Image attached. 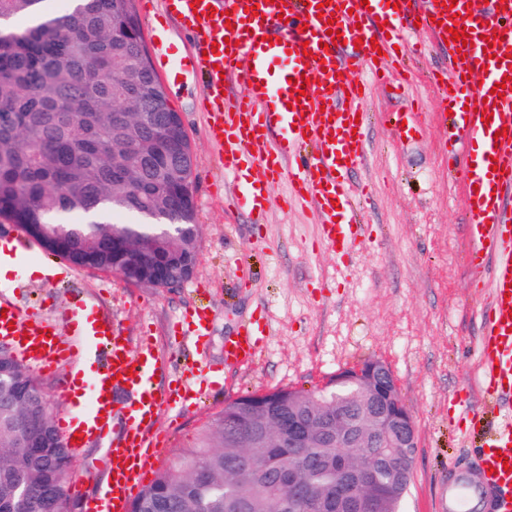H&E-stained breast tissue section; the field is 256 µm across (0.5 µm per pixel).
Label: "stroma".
Segmentation results:
<instances>
[{
    "label": "stroma",
    "mask_w": 512,
    "mask_h": 512,
    "mask_svg": "<svg viewBox=\"0 0 512 512\" xmlns=\"http://www.w3.org/2000/svg\"><path fill=\"white\" fill-rule=\"evenodd\" d=\"M182 116L194 157L193 191L199 226L193 277L178 288H148L120 275L75 269L71 278L50 282L37 274L54 258L38 251L32 271L22 272L24 306L59 315L71 290L106 305L131 347L152 343L177 357L174 375L187 368L189 353L177 329L198 306H210L207 357L219 378L215 388L229 400L280 386L309 390L336 372L370 359L391 368L418 434L413 479L403 512H434L435 498L449 470L478 486L474 454L479 436L471 432L453 397L476 376L477 342L488 291L466 260L459 185L448 179L443 131L435 93L425 80L412 93L427 114L426 134L400 139L386 120L408 100L372 88L366 110L369 162L350 174L351 184L371 181L367 201L369 235L342 255L313 247L312 214L283 209L286 185L268 189L266 221L255 224L246 209H224V175L201 112L202 81L191 78L167 88ZM246 259L252 275L238 279L234 262ZM262 314L269 334L248 367L224 361V339L244 319ZM221 401L208 396L185 404L180 414L155 424L171 445L192 440L195 429ZM101 447L80 449L73 474L82 496H71V512H83L82 498L104 480Z\"/></svg>",
    "instance_id": "stroma-1"
}]
</instances>
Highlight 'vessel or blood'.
Masks as SVG:
<instances>
[{
  "mask_svg": "<svg viewBox=\"0 0 512 512\" xmlns=\"http://www.w3.org/2000/svg\"><path fill=\"white\" fill-rule=\"evenodd\" d=\"M177 20L194 35L182 52L168 33ZM469 27L466 47L453 30ZM341 32L333 43L332 32ZM427 34L426 47L412 33ZM150 33L153 67L170 83L201 77L207 134L216 145L234 207L264 221L266 192L281 180L285 203L314 213L319 241L348 250L368 222L348 182L367 162L362 116L365 79L398 86L409 56L420 50L459 49L461 58L431 70L441 110L451 111L448 164L466 200L465 233L471 268L488 276L489 300L478 341L474 396L460 403L483 431L475 464L489 512H512V0H160ZM230 47H223V40ZM237 93H227L228 84ZM406 139L424 131L421 113L399 112ZM20 280L0 282V337L39 373L66 371L56 426L77 451L100 444L108 478L85 498L83 512H130L146 474L166 452L154 424L176 409L180 391L207 361L159 386L168 361L151 346L130 349L100 305L72 296L60 318L23 310ZM212 313L195 309L189 339L202 344ZM267 331L250 318L224 340V359L250 364ZM466 489L445 485L438 512H465Z\"/></svg>",
  "mask_w": 512,
  "mask_h": 512,
  "instance_id": "1",
  "label": "vessel or blood"
}]
</instances>
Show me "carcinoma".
<instances>
[{"label":"carcinoma","instance_id":"1","mask_svg":"<svg viewBox=\"0 0 512 512\" xmlns=\"http://www.w3.org/2000/svg\"><path fill=\"white\" fill-rule=\"evenodd\" d=\"M43 0H0V217L31 234L49 254L79 268L120 274L149 288L183 279L185 260L198 255V235H164L148 224H115L147 207L187 218L183 200L155 181L171 158L131 167L144 150L140 135L118 137L112 114L137 112L142 89L156 83L148 69L128 71L143 48L138 20L126 0H67L61 11ZM27 17L30 24L4 23ZM350 383L321 405L288 388L241 395L203 422L192 441L173 452L174 466L155 472L131 512H291L288 488L274 477L290 467L309 498L336 495V459L321 434L336 407L353 398ZM304 420L314 446L288 445V414ZM33 424L53 447L29 460L21 441ZM413 448H368L370 484L388 496L372 512H400L411 485L396 465L411 468ZM72 452L55 425L43 380L0 343V512H68Z\"/></svg>","mask_w":512,"mask_h":512}]
</instances>
